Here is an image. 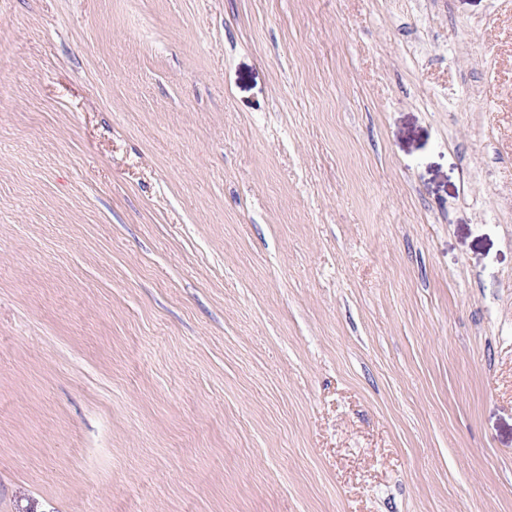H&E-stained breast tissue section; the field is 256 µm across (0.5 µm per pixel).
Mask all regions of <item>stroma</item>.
Masks as SVG:
<instances>
[{
    "instance_id": "35a3bbf8",
    "label": "stroma",
    "mask_w": 512,
    "mask_h": 512,
    "mask_svg": "<svg viewBox=\"0 0 512 512\" xmlns=\"http://www.w3.org/2000/svg\"><path fill=\"white\" fill-rule=\"evenodd\" d=\"M0 512H512V0H0Z\"/></svg>"
}]
</instances>
